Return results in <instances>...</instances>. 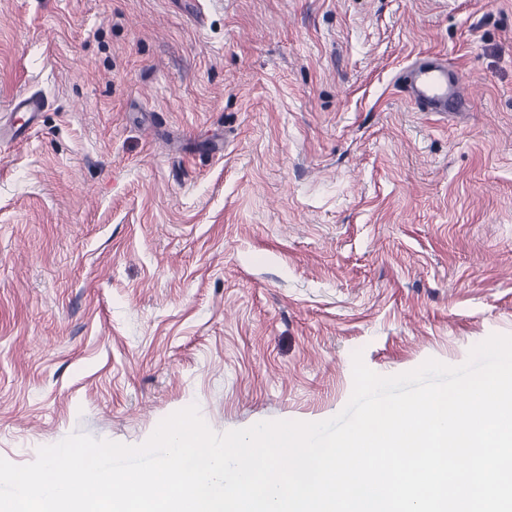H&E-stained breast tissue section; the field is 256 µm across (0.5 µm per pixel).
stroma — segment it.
Instances as JSON below:
<instances>
[{"label":"stroma","mask_w":512,"mask_h":512,"mask_svg":"<svg viewBox=\"0 0 512 512\" xmlns=\"http://www.w3.org/2000/svg\"><path fill=\"white\" fill-rule=\"evenodd\" d=\"M443 54L471 101L394 72ZM0 458L319 422L512 335V0H0ZM408 100L421 112H459L470 106L459 80L448 73L444 58L438 53L417 54L399 72ZM47 100L40 95H30L28 97L20 96L13 101V112L29 113L27 127L34 124L36 117L46 108Z\"/></svg>","instance_id":"stroma-1"}]
</instances>
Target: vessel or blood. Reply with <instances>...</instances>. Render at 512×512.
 I'll return each mask as SVG.
<instances>
[{"mask_svg": "<svg viewBox=\"0 0 512 512\" xmlns=\"http://www.w3.org/2000/svg\"><path fill=\"white\" fill-rule=\"evenodd\" d=\"M408 100L423 112H459L470 105L458 79L452 77L437 53L417 54L398 75Z\"/></svg>", "mask_w": 512, "mask_h": 512, "instance_id": "b4317fda", "label": "vessel or blood"}]
</instances>
